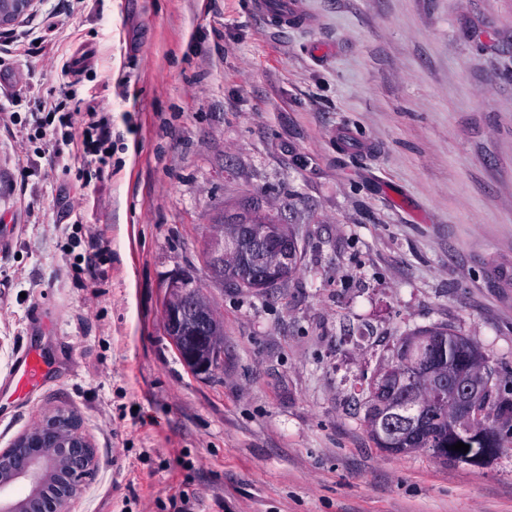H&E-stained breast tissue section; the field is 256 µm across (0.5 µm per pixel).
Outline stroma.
<instances>
[{
	"label": "stroma",
	"instance_id": "1",
	"mask_svg": "<svg viewBox=\"0 0 512 512\" xmlns=\"http://www.w3.org/2000/svg\"><path fill=\"white\" fill-rule=\"evenodd\" d=\"M303 2L281 30L250 0H44L0 35V449L74 411L100 464L72 512H512L505 419L450 465L378 448L359 403L436 325L512 398V0ZM254 206L297 235L287 287L202 265ZM178 270L224 325L209 376L165 331ZM25 349L51 369L20 401Z\"/></svg>",
	"mask_w": 512,
	"mask_h": 512
}]
</instances>
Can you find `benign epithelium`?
Instances as JSON below:
<instances>
[{"label": "benign epithelium", "instance_id": "benign-epithelium-1", "mask_svg": "<svg viewBox=\"0 0 512 512\" xmlns=\"http://www.w3.org/2000/svg\"><path fill=\"white\" fill-rule=\"evenodd\" d=\"M41 3L0 0V32L13 29ZM297 254V240L288 225L255 214L212 225L204 252L213 279L255 290L288 284ZM168 288L164 309L168 337L182 349L189 369L206 375L212 371V358L223 355L222 323L190 275L173 276ZM382 373L400 381L421 378L437 384L446 395L452 425L468 432L485 426L484 413H473L487 387L481 369L461 378L439 366L417 370L396 361ZM406 402L404 397L383 400L387 434L403 432L401 407ZM98 466L78 417L65 407L53 408L0 451V512H68L82 493V482Z\"/></svg>", "mask_w": 512, "mask_h": 512}]
</instances>
